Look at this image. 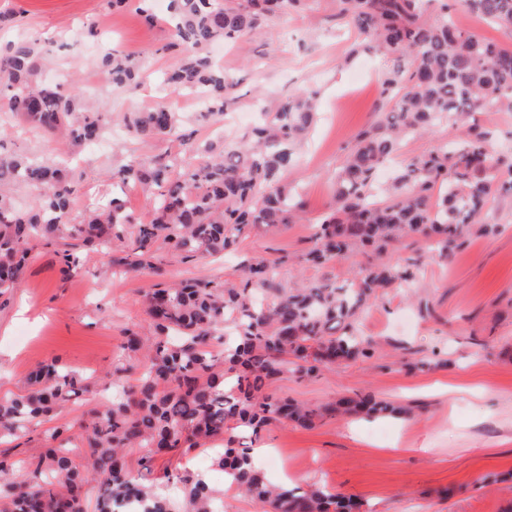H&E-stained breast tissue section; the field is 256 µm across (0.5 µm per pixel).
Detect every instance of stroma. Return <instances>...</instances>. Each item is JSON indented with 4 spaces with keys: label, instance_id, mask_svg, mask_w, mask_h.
Listing matches in <instances>:
<instances>
[{
    "label": "stroma",
    "instance_id": "1",
    "mask_svg": "<svg viewBox=\"0 0 512 512\" xmlns=\"http://www.w3.org/2000/svg\"><path fill=\"white\" fill-rule=\"evenodd\" d=\"M149 8L158 19L152 26L137 7L116 10L110 0H0V12L15 15L0 24V45L21 37L40 40L51 61L46 81L69 84L116 116L167 102L200 141L220 127L226 138H240L252 126L257 101L272 104L300 88L315 91L320 118L288 175L306 202L303 217L276 233L251 229L230 254L185 262L165 247L159 257L170 279L224 280L237 276L243 261L285 255L289 261L279 269L285 282L351 280L373 262V253L327 266L299 257L312 245L314 224L336 204L337 167L384 105L386 59L356 52L358 35L337 20V0H306L301 11L269 22L273 46L248 35L211 47L236 82L235 119L227 128L218 116L199 120L201 107L192 94L161 96L158 78L178 54L168 46L163 23L170 0H149ZM91 19L98 20L99 34L76 37ZM114 46L142 59L137 85L115 87L100 74L98 59ZM0 141L11 151L70 162L80 177L71 212L76 223L111 198L113 169L182 150L178 135L140 139L117 126L96 144L67 149L9 112H0ZM483 221L498 225V232L473 231L446 259L426 253L411 288L388 289L364 310L360 329L376 343L372 358L309 378L288 372L270 386L307 404L364 390L411 406L412 417L338 416L311 428L280 423L254 440L240 435L241 445L266 447L257 466L269 480L356 496L362 512H512V196L492 199ZM156 282L149 273L110 268L108 254L90 247L66 276L53 248L33 246L19 285L0 297V397L26 390L28 373L54 359L79 374L87 389L19 439L16 458L38 455L52 429L63 424L71 425V444L79 446V422L106 400L114 366L130 357L125 332L148 329L142 296ZM175 472L204 474L220 493L224 512H262L226 485L211 447L157 461L153 478L165 490Z\"/></svg>",
    "mask_w": 512,
    "mask_h": 512
}]
</instances>
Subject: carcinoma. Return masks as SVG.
<instances>
[{
    "label": "carcinoma",
    "mask_w": 512,
    "mask_h": 512,
    "mask_svg": "<svg viewBox=\"0 0 512 512\" xmlns=\"http://www.w3.org/2000/svg\"><path fill=\"white\" fill-rule=\"evenodd\" d=\"M304 0H171L175 24L168 47L179 53L164 73V96L191 92L205 102L203 116L222 115L234 87L209 48L219 42L261 34L265 20ZM340 16L392 62L381 79L386 109L336 169V208L314 227L313 247L302 261L335 262L357 248L379 253L418 237L443 258L481 224L491 199L512 194V157L490 150V132L470 124L480 112L512 110V51L459 28L452 14L464 9L484 21L512 28V0H339ZM39 43L21 39L0 46V111L11 112L51 134L88 143L112 120L106 106L89 104L70 87L40 79ZM104 79L133 86L141 61L117 49L101 58ZM316 117L315 92L302 90L261 112L249 135L218 146L197 144L195 164L183 158L132 159L114 175L122 184L153 192L151 216L137 223L121 200L95 209L87 223L71 222L78 180L74 172L25 153L0 154V185H34L40 194L26 210L0 194V295L16 287L32 242L56 247L61 273L76 266L74 250L95 245L112 264L163 276L157 253L168 246L188 260L231 249L257 224L271 229L293 223L305 202L288 184L298 149ZM121 121L134 137L176 132L180 117L166 103L126 112ZM448 124L461 130L449 148L410 158L383 186L378 171L401 140ZM133 239L132 253L118 244ZM286 257L245 264L237 283L206 277L160 280L144 295L152 332H126L124 349L145 352L139 364L113 370L120 387L112 400L89 412L79 427L83 462L65 444L27 461L0 455V512H86L89 485L97 488L98 512H173L168 497L148 480L152 463L176 451L189 452L239 428L258 436L267 427L292 422L311 428L337 415L394 417L407 410L353 390L321 406H307L268 391L291 372L302 378L357 357L370 358L373 341L358 318L382 290L407 285L416 263H380L361 268L354 279H332L290 288L277 268ZM138 371L137 383L126 375ZM30 391L0 399V438L28 434L63 403L84 391L76 373L56 363L39 365ZM233 439L216 462L233 486L265 512H360L351 496L310 486L288 488L266 482L247 448ZM145 448L140 471L129 468L126 450ZM184 512H213L208 483L187 473L176 477Z\"/></svg>",
    "instance_id": "cac0c4a2"
}]
</instances>
